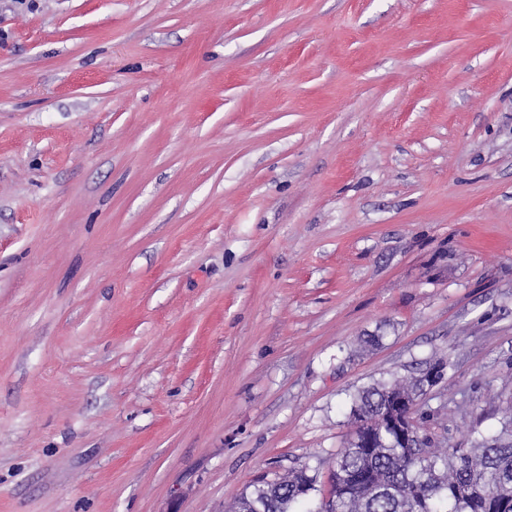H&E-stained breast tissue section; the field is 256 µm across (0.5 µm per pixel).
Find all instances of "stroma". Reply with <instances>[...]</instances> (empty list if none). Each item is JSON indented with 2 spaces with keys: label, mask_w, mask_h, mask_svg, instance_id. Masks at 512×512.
<instances>
[{
  "label": "stroma",
  "mask_w": 512,
  "mask_h": 512,
  "mask_svg": "<svg viewBox=\"0 0 512 512\" xmlns=\"http://www.w3.org/2000/svg\"><path fill=\"white\" fill-rule=\"evenodd\" d=\"M445 356L464 446L512 417V0H0V512L327 489L349 394Z\"/></svg>",
  "instance_id": "obj_1"
}]
</instances>
